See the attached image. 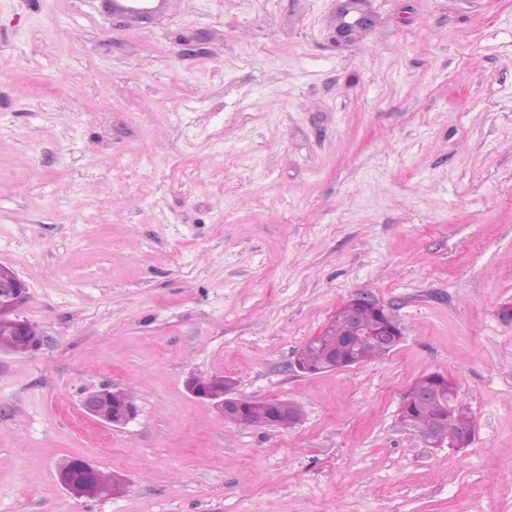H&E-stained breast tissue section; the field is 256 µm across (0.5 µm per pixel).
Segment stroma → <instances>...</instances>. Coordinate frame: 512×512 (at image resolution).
Segmentation results:
<instances>
[{"instance_id":"35a3bbf8","label":"stroma","mask_w":512,"mask_h":512,"mask_svg":"<svg viewBox=\"0 0 512 512\" xmlns=\"http://www.w3.org/2000/svg\"><path fill=\"white\" fill-rule=\"evenodd\" d=\"M158 2L0 0V264L50 339L0 354V512H512V0H370L349 42L336 0ZM360 293L403 341L299 372ZM192 372L304 419L226 422ZM433 372L461 451L396 423ZM103 386L135 420L83 413ZM123 396L135 404L130 394L123 391ZM129 402L111 388L101 387L87 392L81 400V407L85 414L112 429L127 425L137 416V406ZM303 418L302 407L285 398H272L269 403L268 425L276 429H290L299 425ZM103 485L109 498L125 495L128 484L114 481V474L98 469L97 466L84 458H75L73 467L69 470H58L57 477L60 485L77 498H102V489L96 481Z\"/></svg>"}]
</instances>
